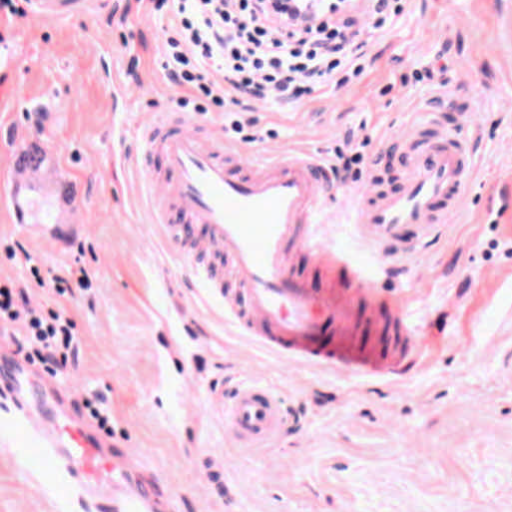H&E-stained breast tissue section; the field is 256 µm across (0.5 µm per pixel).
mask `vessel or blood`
<instances>
[{
	"label": "vessel or blood",
	"mask_w": 512,
	"mask_h": 512,
	"mask_svg": "<svg viewBox=\"0 0 512 512\" xmlns=\"http://www.w3.org/2000/svg\"><path fill=\"white\" fill-rule=\"evenodd\" d=\"M79 3L31 0V13L61 19ZM142 138L161 159L160 172L150 175L158 196L177 203L181 221L169 225V232L190 244L196 282L208 296L223 300L225 314L244 334L288 360L364 377L403 368L413 351L403 317L378 321L374 306L356 309L344 293L313 288L305 276L289 271V257L297 249L328 265L338 261L318 242L314 222L328 178L324 165L284 151L274 160L245 166L219 138L200 136L186 121L166 116L148 125ZM403 145L405 181L377 194L356 217L363 236L376 244H402V231L411 224L426 237L447 223L439 205L456 210L473 171L472 146L447 129L427 140L409 132ZM34 210V203L18 201L13 223L37 232L40 241L62 244L70 225L33 224ZM217 255L230 264L236 289L225 290L223 272L213 261ZM9 390L18 419L32 426L29 447L56 458L86 493L100 495L109 475L121 468L120 456L106 455L84 427L30 415L21 380H13ZM225 414L236 435L254 446L270 441L283 425L278 399L255 384L239 388ZM112 512H150L148 490L113 495Z\"/></svg>",
	"instance_id": "1"
}]
</instances>
